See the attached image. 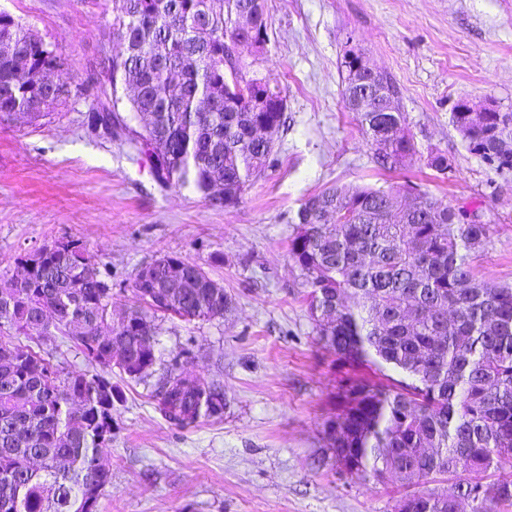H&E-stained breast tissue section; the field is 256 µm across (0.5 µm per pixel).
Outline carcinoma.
<instances>
[{"mask_svg":"<svg viewBox=\"0 0 512 512\" xmlns=\"http://www.w3.org/2000/svg\"><path fill=\"white\" fill-rule=\"evenodd\" d=\"M140 23L116 18L129 30L140 53L151 57L163 49L183 79L152 73L142 65L141 80L150 90L128 99L118 96L125 84L118 50L102 63L99 77L84 92L93 96L86 126L96 117L123 123L146 117L149 123L133 138L146 163L159 151L167 156L162 190L194 187L212 199L213 176L243 193L250 181L275 165L273 150L242 143L245 124L233 126L235 114L249 101L238 93L224 97V111L208 112L209 94L224 73L226 37H238L225 7L213 0H136ZM212 13L211 27L196 25ZM75 80L68 64L27 29L0 14V115L12 114L16 102L49 104V85L70 87ZM393 112H359L368 142L383 145L372 160L396 169L416 154L409 136H399L394 123L404 120L393 98ZM453 126L469 149L490 168L512 170V156L494 149L496 137L512 136V112H490L476 119L466 112L451 115ZM242 143L237 149L230 143ZM289 256L308 288V308L320 340L347 369L339 386L336 419L328 426L329 445L342 470L377 482L395 479L426 485L447 478L468 484L486 512L480 489L495 488L492 501L512 502V484L500 487L487 473L512 462V288L476 278L470 252L489 236V225L477 213L467 215L417 188H374L334 185L311 195L297 211ZM176 256L152 262L147 286L133 280L142 300L156 292L168 297L148 310L128 311L114 319L112 274L101 273L85 248L72 243L67 253H51L19 289L13 310L0 309L10 329L25 335L29 322L49 311L42 339L65 337L89 366L90 384L101 383L97 367L110 366L112 341L129 358L120 374L143 381L162 367L155 398L162 416L185 428L202 420H219L201 395L186 389L176 397L161 388L182 370L178 358L156 356L150 339L156 316L210 320L232 306L213 298L206 281L198 288H179L171 281ZM0 512H94L112 472L103 468L97 437L112 408L99 407L76 417L68 392L76 388L69 373L30 345L0 336ZM405 374L397 380L384 366ZM422 512H453L447 496L432 489L403 495ZM92 505H87V502Z\"/></svg>","mask_w":512,"mask_h":512,"instance_id":"obj_1","label":"carcinoma"}]
</instances>
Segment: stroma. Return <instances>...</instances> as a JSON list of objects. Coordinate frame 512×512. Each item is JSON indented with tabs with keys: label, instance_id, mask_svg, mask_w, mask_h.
<instances>
[{
	"label": "stroma",
	"instance_id": "1",
	"mask_svg": "<svg viewBox=\"0 0 512 512\" xmlns=\"http://www.w3.org/2000/svg\"><path fill=\"white\" fill-rule=\"evenodd\" d=\"M122 0H0L65 58L76 81L96 77L116 48ZM264 50L244 61L279 88L286 123L277 165L236 206L212 207L193 187L160 190L135 150L89 136L92 104L69 98L33 119H0V275L25 252L76 240L112 274L116 313L142 308L138 269L163 255L201 265L233 299L210 320L158 319L156 349L224 389L219 420L166 421L154 379L113 374L125 392L102 447L112 483L98 512H396L401 482L337 472L324 430L343 373L309 316L288 255L292 220L333 185H419L489 224L472 256L479 279L512 286V174L497 175L452 126L459 103L512 109V0H266ZM388 73L416 147L400 170L375 169L367 136L342 99L345 51ZM442 154L449 167H429Z\"/></svg>",
	"mask_w": 512,
	"mask_h": 512
}]
</instances>
